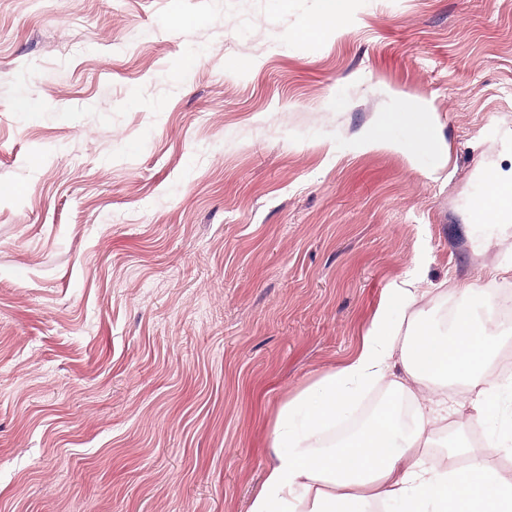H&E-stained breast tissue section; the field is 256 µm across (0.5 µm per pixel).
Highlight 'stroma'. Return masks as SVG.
<instances>
[{
    "label": "stroma",
    "mask_w": 512,
    "mask_h": 512,
    "mask_svg": "<svg viewBox=\"0 0 512 512\" xmlns=\"http://www.w3.org/2000/svg\"><path fill=\"white\" fill-rule=\"evenodd\" d=\"M317 10L0 0V512H247L396 285L512 286V0ZM406 103L434 147L369 146ZM320 10L315 18L306 24L300 34L313 35L317 33L321 26L339 23L345 15L346 0H319ZM489 182L488 194L475 202L472 213L482 224H507L512 217V169L496 172Z\"/></svg>",
    "instance_id": "1"
}]
</instances>
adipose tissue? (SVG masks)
<instances>
[{
	"label": "adipose tissue",
	"mask_w": 512,
	"mask_h": 512,
	"mask_svg": "<svg viewBox=\"0 0 512 512\" xmlns=\"http://www.w3.org/2000/svg\"><path fill=\"white\" fill-rule=\"evenodd\" d=\"M399 119L408 125L413 148L431 145L414 106L384 113L368 144L390 145L388 128ZM472 213L483 224L512 218V171L492 176ZM496 331L492 316L478 317L466 302L454 308L444 333L419 325L405 332L378 313L351 361L280 407L271 461L248 512H371L390 500L402 512H512V473L491 465L497 445L474 452L460 437L451 452L433 451L444 422L464 430L472 418H497L490 365ZM380 383L393 398L374 421L337 439L345 409ZM452 455L468 457V467L450 465Z\"/></svg>",
	"instance_id": "adipose-tissue-1"
}]
</instances>
